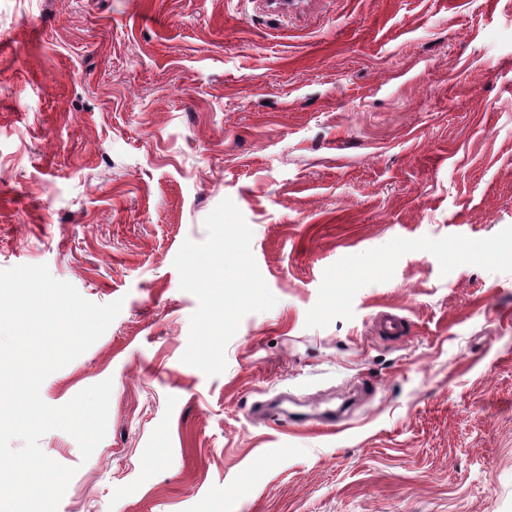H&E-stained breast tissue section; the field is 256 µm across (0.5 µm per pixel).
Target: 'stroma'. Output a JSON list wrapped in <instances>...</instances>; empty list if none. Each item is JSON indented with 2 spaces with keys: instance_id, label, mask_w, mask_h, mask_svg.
<instances>
[{
  "instance_id": "stroma-1",
  "label": "stroma",
  "mask_w": 512,
  "mask_h": 512,
  "mask_svg": "<svg viewBox=\"0 0 512 512\" xmlns=\"http://www.w3.org/2000/svg\"><path fill=\"white\" fill-rule=\"evenodd\" d=\"M37 264L123 302L58 512H512V0H0Z\"/></svg>"
}]
</instances>
